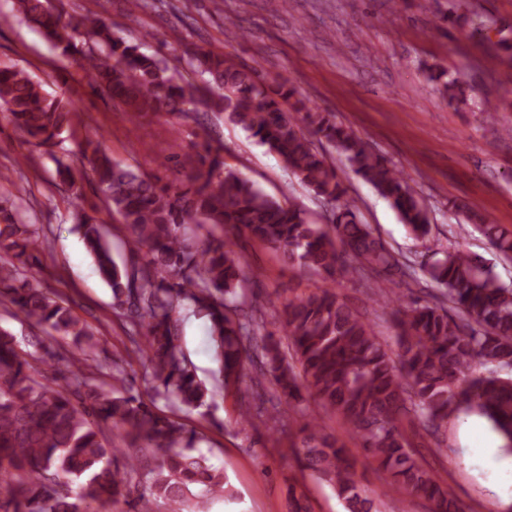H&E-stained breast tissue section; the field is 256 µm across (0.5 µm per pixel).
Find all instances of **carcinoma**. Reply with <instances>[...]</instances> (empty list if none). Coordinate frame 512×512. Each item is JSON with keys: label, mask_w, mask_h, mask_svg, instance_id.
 <instances>
[{"label": "carcinoma", "mask_w": 512, "mask_h": 512, "mask_svg": "<svg viewBox=\"0 0 512 512\" xmlns=\"http://www.w3.org/2000/svg\"><path fill=\"white\" fill-rule=\"evenodd\" d=\"M15 15L38 27L65 57L79 56L90 84L123 104L134 119L167 112L193 119L204 107L224 115L276 155L316 197L331 204L329 223L314 224L292 202L255 187L224 160L223 147L205 141L183 156L186 184L173 187L100 151L90 161L108 208L120 216L131 241L129 261L118 264L103 225L84 214L78 228L101 277L112 289L113 309L131 325V342L146 352L147 396L98 384L65 360L54 371L67 379L53 386L37 379L32 354L0 326V512H111L131 494L134 512H208L232 495L224 471L192 451L202 442L177 417L158 411L164 398L179 410L208 405L211 391L198 380L184 352L178 314L189 306L209 322L218 381L238 387L245 366L259 359L256 389L241 421H259L269 432L298 425L290 447L298 467L331 486L347 512H372L356 479L350 451L326 432L301 403L342 418L362 453L388 474V486L422 498L431 512H466L436 473L425 467L404 435L403 424L431 434L465 408L485 418L512 451V286L497 283L482 259L460 249H437L426 264L442 286L443 300L407 301L390 289L397 349L335 290L345 278L395 283L396 254L362 223L336 167L312 137L331 145L356 175L398 212L418 241L430 234L428 209L401 172L373 153L333 113L303 97L286 79L239 65L230 55L196 48L188 64L202 82L187 86L166 62L117 37L97 12L83 16L86 38L46 0H14ZM0 110L26 139L52 148L71 134L73 100L44 92L24 69L0 70ZM488 243L512 260V234L462 206ZM209 227L196 235L191 226ZM241 234L273 247L292 267L325 285L311 295L279 302L282 337L257 336L263 305L247 294L245 263L234 250ZM43 242L29 224L0 207V304L40 326L49 352L68 338L82 360L95 356L94 330L63 300L33 283L30 270ZM122 432L125 448L104 443V428ZM152 458L142 460L137 451ZM288 512H310L307 497L288 487Z\"/></svg>", "instance_id": "obj_1"}]
</instances>
